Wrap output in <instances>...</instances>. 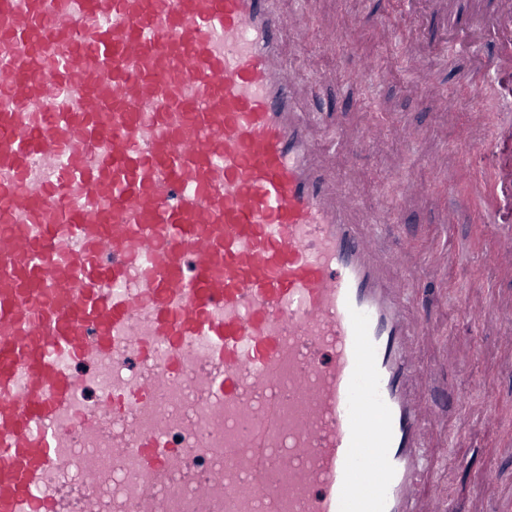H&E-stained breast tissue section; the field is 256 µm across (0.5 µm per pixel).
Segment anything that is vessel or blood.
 <instances>
[{"label":"vessel or blood","instance_id":"vessel-or-blood-1","mask_svg":"<svg viewBox=\"0 0 512 512\" xmlns=\"http://www.w3.org/2000/svg\"><path fill=\"white\" fill-rule=\"evenodd\" d=\"M279 3L0 0V512H447L429 277L338 186Z\"/></svg>","mask_w":512,"mask_h":512}]
</instances>
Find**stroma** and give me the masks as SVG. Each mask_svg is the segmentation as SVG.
Segmentation results:
<instances>
[{
  "label": "stroma",
  "instance_id": "obj_1",
  "mask_svg": "<svg viewBox=\"0 0 512 512\" xmlns=\"http://www.w3.org/2000/svg\"><path fill=\"white\" fill-rule=\"evenodd\" d=\"M503 10L502 0H314L304 57L299 70H316L324 77L322 93L336 118V173L352 180L366 208H388L399 225L391 240L407 246L410 256L422 252L449 253L447 266L434 271L436 283L426 319L432 337L419 346L424 359H443L460 345L470 354L462 372L437 377L469 393L473 408L449 405L444 422L452 441L445 461L432 469L428 492L442 491L454 512H485L489 503L512 505V346L502 341L493 310L512 298V278L501 277L490 254L506 248L512 231V207L485 222L480 202L457 205L467 187L458 179L467 169L496 191L505 162H512V113L500 111L499 101L512 96V72H502L488 87L479 107L486 115L483 138H476L472 110L465 107L473 83L482 78L473 66L474 37L467 19ZM335 31L336 51L324 53L325 32ZM372 58L381 71L373 85L352 82L349 75L362 58ZM403 134H396V127ZM364 130L371 142L359 162H352L343 145L351 131ZM418 181L420 193L399 198L396 180ZM452 216L448 231L440 226ZM479 301L484 321L472 325L455 313L463 298ZM500 415L490 422L479 415L483 404ZM468 444L454 443L456 434ZM498 471L497 483L483 498L475 490L484 470Z\"/></svg>",
  "mask_w": 512,
  "mask_h": 512
}]
</instances>
